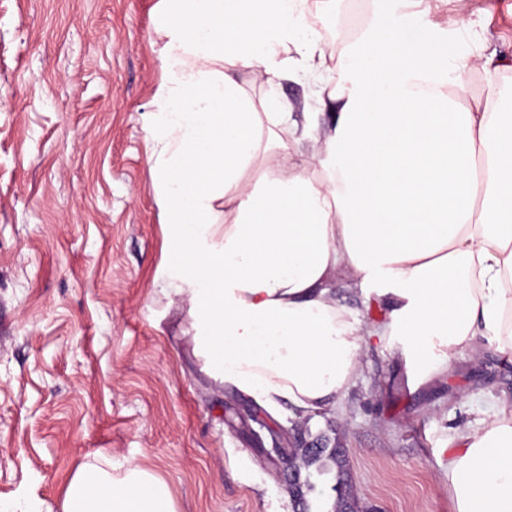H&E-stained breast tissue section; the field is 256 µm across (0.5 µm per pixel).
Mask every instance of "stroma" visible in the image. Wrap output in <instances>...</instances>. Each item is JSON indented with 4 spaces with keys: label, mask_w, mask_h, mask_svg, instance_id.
Instances as JSON below:
<instances>
[{
    "label": "stroma",
    "mask_w": 512,
    "mask_h": 512,
    "mask_svg": "<svg viewBox=\"0 0 512 512\" xmlns=\"http://www.w3.org/2000/svg\"><path fill=\"white\" fill-rule=\"evenodd\" d=\"M377 0H306L328 64ZM474 63L512 89V0H418ZM161 0H0V502L62 512L84 465L133 462L177 512H334L336 465L292 490L290 448L344 451L359 512H456L446 448L512 408V363L489 346L410 389L393 346L370 343L336 408L281 424L200 369L186 296L171 291L155 123L166 84ZM253 100L287 104L296 132L331 125L309 76L242 74Z\"/></svg>",
    "instance_id": "stroma-1"
}]
</instances>
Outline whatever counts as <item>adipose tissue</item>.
Instances as JSON below:
<instances>
[{
  "label": "adipose tissue",
  "mask_w": 512,
  "mask_h": 512,
  "mask_svg": "<svg viewBox=\"0 0 512 512\" xmlns=\"http://www.w3.org/2000/svg\"><path fill=\"white\" fill-rule=\"evenodd\" d=\"M410 2L383 0L351 43L326 88L336 121L306 154L281 136L284 103L237 80L310 69L303 0H162L167 85L145 133L161 146L170 271L205 372L283 419L335 407L373 339L399 340L417 387L479 341L512 354V98L491 81L461 107L471 62ZM342 269L385 300L383 320L337 303ZM449 444L456 512H512V414ZM63 512L176 509L131 463L115 479L78 469Z\"/></svg>",
  "instance_id": "obj_1"
}]
</instances>
